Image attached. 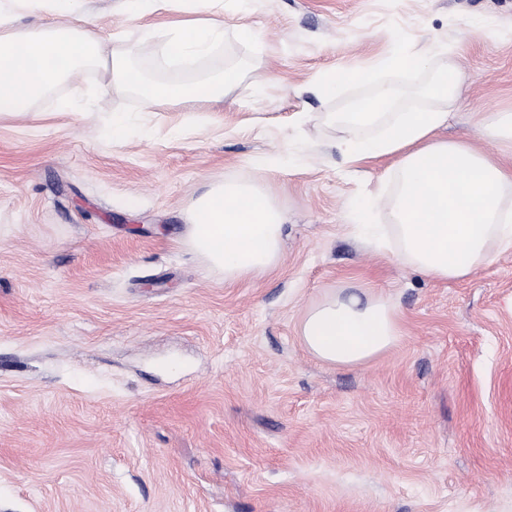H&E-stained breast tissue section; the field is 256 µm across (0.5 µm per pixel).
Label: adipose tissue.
I'll list each match as a JSON object with an SVG mask.
<instances>
[{
    "label": "adipose tissue",
    "instance_id": "adipose-tissue-1",
    "mask_svg": "<svg viewBox=\"0 0 512 512\" xmlns=\"http://www.w3.org/2000/svg\"><path fill=\"white\" fill-rule=\"evenodd\" d=\"M136 26L135 42L112 52L111 36L90 29L78 0H0V117L27 113L59 86L70 88L65 108L94 95L82 84L90 72H109L143 106L205 101L220 104L238 80L231 67L199 71L224 45V0H124ZM45 13L46 23L20 31V12ZM170 15L158 49L160 66L173 80L144 74L136 65L140 43L154 40V27L140 25L147 15ZM392 90L384 86L359 112H331L329 123L345 131L341 145L351 160L395 159L372 198L383 201L388 221L362 231L374 241L392 243L395 258L437 280L467 277L492 263L512 245V175L463 139L437 132L446 112H388ZM189 243L226 280L272 267L282 250L285 210L260 184L229 181L209 188L189 212ZM401 329L386 299H360L339 293L308 310L300 325L305 348L320 361L358 366L394 347Z\"/></svg>",
    "mask_w": 512,
    "mask_h": 512
}]
</instances>
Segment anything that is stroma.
Returning a JSON list of instances; mask_svg holds the SVG:
<instances>
[{
  "instance_id": "35a3bbf8",
  "label": "stroma",
  "mask_w": 512,
  "mask_h": 512,
  "mask_svg": "<svg viewBox=\"0 0 512 512\" xmlns=\"http://www.w3.org/2000/svg\"><path fill=\"white\" fill-rule=\"evenodd\" d=\"M121 4L80 3L117 51ZM400 46L379 81L433 107L454 63L441 137L511 165L473 117L512 113V0H231L223 104L147 109L97 72L87 112L58 111L62 87L0 119V512H512V248L440 281L366 243L394 160L349 161L324 119ZM115 113L143 133L113 143ZM278 152L294 165L251 167ZM229 180L288 214L277 264L233 282L188 222ZM341 291L388 299L400 342L355 367L308 353L302 317ZM456 84V71L453 65L448 64V68L444 70L435 80L430 89V93L434 98L447 100L452 99Z\"/></svg>"
}]
</instances>
